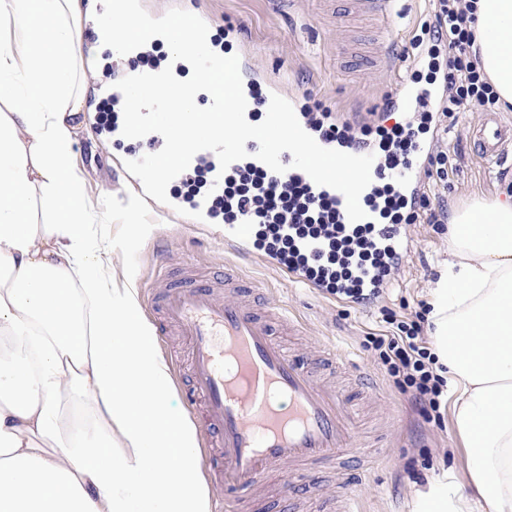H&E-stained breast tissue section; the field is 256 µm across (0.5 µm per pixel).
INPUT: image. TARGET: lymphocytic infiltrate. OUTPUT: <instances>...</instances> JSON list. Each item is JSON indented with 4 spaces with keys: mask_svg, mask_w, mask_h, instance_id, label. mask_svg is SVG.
<instances>
[{
    "mask_svg": "<svg viewBox=\"0 0 512 512\" xmlns=\"http://www.w3.org/2000/svg\"><path fill=\"white\" fill-rule=\"evenodd\" d=\"M434 20L423 34L431 46H445L450 56L441 75L445 92L434 110L437 122L455 121L461 107L476 102L484 110L494 111L498 96L491 84L482 79L477 62L470 55L475 22L469 7L460 0H433ZM425 125L394 124L375 132L389 170L403 168ZM381 211L390 224H413L418 219L437 223V215L427 214L425 197L407 202L393 182H385L378 194ZM225 221L236 220L238 213H249L257 227V245L266 254L288 267H302L311 279L325 282L330 294L344 292L357 304L372 301L363 287V275L381 264L371 225L348 227L335 202L312 196L301 182L249 169L224 182V194L214 201ZM320 237L326 242L323 255L312 259L301 253L296 242ZM423 317L399 322L392 336H374L370 342L378 351L393 384L419 406L425 419L441 417L440 397L445 382L437 374L436 358L425 346Z\"/></svg>",
    "mask_w": 512,
    "mask_h": 512,
    "instance_id": "1",
    "label": "lymphocytic infiltrate"
}]
</instances>
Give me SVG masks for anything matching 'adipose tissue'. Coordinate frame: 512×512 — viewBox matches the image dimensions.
I'll return each mask as SVG.
<instances>
[{
	"instance_id": "1",
	"label": "adipose tissue",
	"mask_w": 512,
	"mask_h": 512,
	"mask_svg": "<svg viewBox=\"0 0 512 512\" xmlns=\"http://www.w3.org/2000/svg\"><path fill=\"white\" fill-rule=\"evenodd\" d=\"M106 4L119 24L77 56ZM480 67L512 106V0H472ZM132 0H0V512H211L196 426L137 289L111 279L85 226L72 145L86 110L74 68L94 70L106 45L128 58L145 34L122 22ZM187 68L185 133L144 178L165 185L174 156L220 132L198 117L192 27L154 33ZM49 221H33L35 206ZM448 261L432 290L433 352L447 370L467 450L465 483L435 481L418 512H512V189L451 211ZM86 411L72 426L69 405Z\"/></svg>"
}]
</instances>
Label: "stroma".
Wrapping results in <instances>:
<instances>
[{
  "instance_id": "stroma-1",
  "label": "stroma",
  "mask_w": 512,
  "mask_h": 512,
  "mask_svg": "<svg viewBox=\"0 0 512 512\" xmlns=\"http://www.w3.org/2000/svg\"><path fill=\"white\" fill-rule=\"evenodd\" d=\"M150 15L178 7L209 21L215 30L234 28L228 37L262 93L294 94L298 111L325 115L328 122L371 112L391 93L397 78L414 71L413 44L430 19L428 0H397L391 21L372 14L351 13L346 0H303L287 7L279 0H142ZM399 46L401 68L378 65L383 39ZM485 110L467 105L454 128L433 135L435 150L448 154V178L425 182L429 206L450 209L477 196L493 197L512 165L480 160L470 148V135L483 121ZM83 129L73 144L76 167L86 178L85 204L97 215L88 234L101 251L116 285L137 289L148 299L162 268L189 263L211 272L224 263L256 279L260 296L284 310L297 324L294 334L278 331L277 340L290 354L314 359L330 350L344 352V366H323L324 374L350 384L357 436L378 447L365 467L332 463L310 468L305 486L281 494L284 473H267L264 491L248 512H318L332 507L346 474L362 473L358 487L359 512H415L416 499L444 474L455 482L466 478V457L452 409L442 422H426L407 395L386 376L377 353L366 338L390 331V319L429 314L431 287L440 265L448 258L450 241L444 224L417 221L403 227L410 252L395 272L390 287L370 305L340 301L290 281L263 251L239 254L225 250L224 226L199 223L189 209L174 210L153 200L139 171L130 163L137 154L151 160L152 149L130 147L122 136L101 131L98 112L81 116ZM140 225V233L129 230ZM169 364L175 394L188 387L189 344L183 336L158 339ZM374 375L377 389L356 386L361 373Z\"/></svg>"
}]
</instances>
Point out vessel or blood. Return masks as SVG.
<instances>
[{
    "instance_id": "obj_1",
    "label": "vessel or blood",
    "mask_w": 512,
    "mask_h": 512,
    "mask_svg": "<svg viewBox=\"0 0 512 512\" xmlns=\"http://www.w3.org/2000/svg\"><path fill=\"white\" fill-rule=\"evenodd\" d=\"M429 95V90L402 81L389 96V107L408 125ZM135 101L154 128L151 144L173 140L179 129L170 94L151 99L139 95ZM299 123L320 146L373 155L372 172L383 169V156L359 137V125L342 126L339 135L331 136L309 118H300ZM471 140L480 159L503 161L512 154V122L496 114L488 116L473 130ZM427 153V142L417 143L397 176L402 192L414 188ZM365 221L377 225L381 242L396 254L406 252L400 226H380L372 209ZM251 223V216L244 215L225 225L224 239L234 250L248 249ZM251 288V282L233 270L198 277L187 264L177 275L164 276L154 299L161 327L178 329L191 345L187 401L203 402L208 426L219 433L215 445L223 482L236 493L233 500L221 502L222 512H239L253 498L257 479L265 473L287 467L298 474L325 460L341 467L346 459L365 454L355 435V413L348 397L318 379L307 362L288 354L269 323L274 308H260Z\"/></svg>"
}]
</instances>
